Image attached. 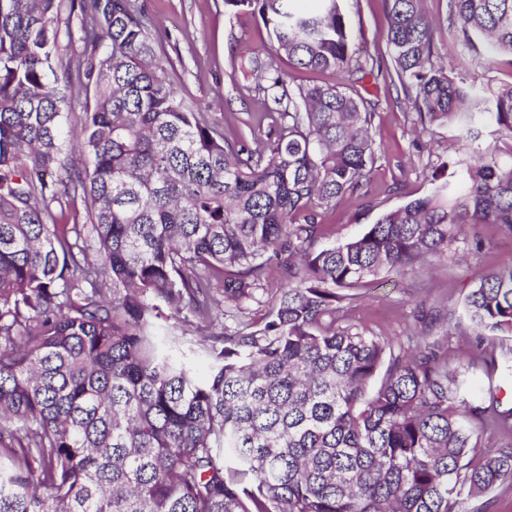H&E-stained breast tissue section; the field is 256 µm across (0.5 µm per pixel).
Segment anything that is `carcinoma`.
<instances>
[{"instance_id":"cac0c4a2","label":"carcinoma","mask_w":512,"mask_h":512,"mask_svg":"<svg viewBox=\"0 0 512 512\" xmlns=\"http://www.w3.org/2000/svg\"><path fill=\"white\" fill-rule=\"evenodd\" d=\"M297 2L224 0L292 64L343 76L292 88L251 52L273 106L250 146L177 96L133 0H80L75 68L61 0H0V512H491L512 482V441L478 446L512 429V408L474 400L440 349L397 351L336 317L350 290L448 258L467 224L512 233V82L475 77L512 56V0H448L456 77L424 0H385L400 85L469 161L328 245L323 218L368 192L376 161L374 58L349 0ZM75 76L93 106L74 152ZM78 199L89 223H57ZM274 273L286 287H265ZM244 303L266 312L227 329L224 306ZM463 313L480 343L512 336V267L482 276ZM70 4V0H63V6L58 18V28L60 30V49L62 52L68 53V55H73L75 58H77L81 55L83 45L77 40L72 42V44L68 43V24L74 33L78 26V9L76 8V11L70 15Z\"/></svg>"}]
</instances>
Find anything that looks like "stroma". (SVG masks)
<instances>
[{
    "label": "stroma",
    "mask_w": 512,
    "mask_h": 512,
    "mask_svg": "<svg viewBox=\"0 0 512 512\" xmlns=\"http://www.w3.org/2000/svg\"><path fill=\"white\" fill-rule=\"evenodd\" d=\"M156 25L167 79L197 111L212 113L227 139L251 141L253 116L264 109V94L243 67L251 50L276 54L290 86L333 84L337 76L293 67L257 15L228 13L224 0H138ZM354 28L373 56H385L382 31L384 0H358L351 11ZM378 155L369 193L337 201L325 219L326 241L355 236L378 215L427 194L432 166L453 160L447 129L421 127L410 97L395 80H371ZM512 267V232L494 224H471L456 254L432 274H384L356 289L352 303L341 308L345 321L393 340L405 351L436 343L448 351L449 364L468 366L481 388H493L503 407L512 406V377L491 365L512 347V338L465 341L448 333L451 315L460 314L470 288L488 271Z\"/></svg>",
    "instance_id": "obj_1"
}]
</instances>
